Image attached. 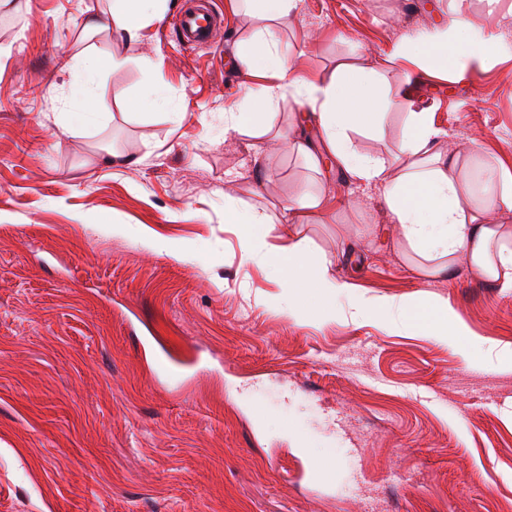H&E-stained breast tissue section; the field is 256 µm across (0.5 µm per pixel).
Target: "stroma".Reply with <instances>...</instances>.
Instances as JSON below:
<instances>
[{
    "label": "stroma",
    "instance_id": "stroma-1",
    "mask_svg": "<svg viewBox=\"0 0 512 512\" xmlns=\"http://www.w3.org/2000/svg\"><path fill=\"white\" fill-rule=\"evenodd\" d=\"M213 2L202 47L160 21L131 41L86 31L111 0L0 7V512H512V288L463 266L421 279L382 195L331 155L315 174L225 132L265 84L235 55L261 21ZM447 26L448 0H301L278 36L299 76L373 68L387 99L427 69L413 107L474 184L483 164L512 171V23L491 25L484 63L396 58ZM92 49L123 64L96 83L106 123L83 128L66 61ZM405 120L388 108L356 147L399 172ZM104 142L143 163L102 168ZM312 187L330 209L308 235L335 273L372 296L442 298L487 346L467 363L408 320L288 317L265 259L242 262L225 201ZM342 450L353 490L303 475Z\"/></svg>",
    "mask_w": 512,
    "mask_h": 512
}]
</instances>
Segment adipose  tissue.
<instances>
[{"label": "adipose tissue", "instance_id": "adipose-tissue-1", "mask_svg": "<svg viewBox=\"0 0 512 512\" xmlns=\"http://www.w3.org/2000/svg\"><path fill=\"white\" fill-rule=\"evenodd\" d=\"M167 0H115L108 18L93 15L86 19L90 31L108 28L125 39L138 38L153 22L162 19ZM257 4L262 21L248 45L240 47L237 58L249 76L273 73L275 80L263 89L261 97L238 112L224 115V128L267 142L285 139L290 152L303 156L310 169H318L323 154L333 155L349 180L378 189L395 223L401 227V243L425 278H440L465 265L480 280L496 283L505 280L512 269V226L493 224L489 214L512 213V176L500 167H483L482 190H474L459 174L456 157H443L436 147L444 130L435 126L430 113L408 109L406 96L396 104L406 111V139L401 151L408 162L399 174H392L382 158L358 154L352 134L380 132L385 102L379 92V73L362 71L356 85H349L350 66L342 65L331 77L298 79L291 58L278 37V28L297 13L300 0H243ZM456 29L468 32L466 50H459L454 38L441 34L422 48L424 56L458 60L475 59L484 51V41L474 32L485 19L512 18V0H449ZM120 66V59L92 50L68 60L76 73L68 97L77 104L79 124L98 122L103 112L96 94L95 77L102 65ZM303 99L314 113L321 134L322 149L314 151L308 132L299 126L282 131L275 123L274 106L285 95ZM329 206L318 192L305 191L281 204L277 214L266 208L249 207L232 211L230 218L239 226L243 262H251L254 251L274 222L292 225L293 232L281 244L268 246L265 257L273 271L283 278L290 302L289 315L302 311L298 305L310 290H317L321 303L308 308V315L336 317L340 307L354 316L374 315L389 327L403 319L423 322L434 340L457 347L462 359H469L478 341L469 339L468 330L457 323L447 303L435 299L421 305L413 299L366 296L333 271V261L310 246L307 227L312 217Z\"/></svg>", "mask_w": 512, "mask_h": 512}]
</instances>
